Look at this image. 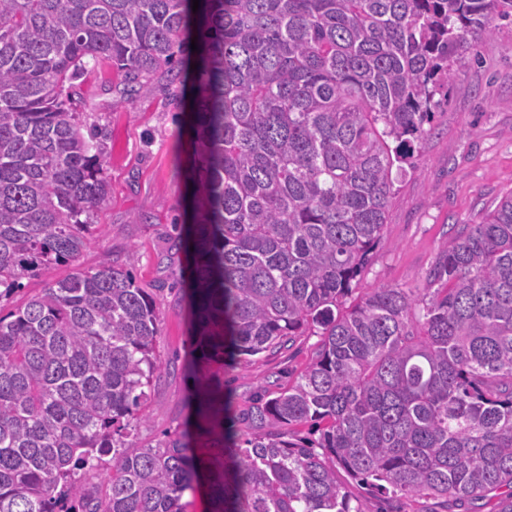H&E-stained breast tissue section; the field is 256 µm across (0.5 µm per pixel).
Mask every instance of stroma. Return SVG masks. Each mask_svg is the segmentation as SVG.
Instances as JSON below:
<instances>
[{
    "mask_svg": "<svg viewBox=\"0 0 512 512\" xmlns=\"http://www.w3.org/2000/svg\"><path fill=\"white\" fill-rule=\"evenodd\" d=\"M151 93L125 103L124 83L110 65L76 82V103L88 123L102 131L107 151L108 198L94 223V236L80 257L83 268L115 262L132 269L140 287L153 294L162 318L159 353L167 370L152 389L142 442L156 443L182 427L192 388H224L239 439L252 431L244 413L260 397L270 399L292 384L311 363L317 337L301 336L274 353L227 363L193 351L188 299L176 270L185 222L186 180L179 172L189 144L180 88L163 79ZM435 118L412 144V168L395 182L383 238L364 274L366 288L397 285L422 289L426 276L449 246L457 224L480 221L512 193V19L495 23L476 41L465 66L452 68L434 97ZM359 512H433L423 497L374 496L348 482Z\"/></svg>",
    "mask_w": 512,
    "mask_h": 512,
    "instance_id": "35a3bbf8",
    "label": "stroma"
}]
</instances>
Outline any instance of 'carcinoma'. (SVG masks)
I'll return each mask as SVG.
<instances>
[{
  "mask_svg": "<svg viewBox=\"0 0 512 512\" xmlns=\"http://www.w3.org/2000/svg\"><path fill=\"white\" fill-rule=\"evenodd\" d=\"M512 0H0V512H358L342 470L386 498L512 512V195L463 224L427 287L361 291L411 143L448 67ZM197 43L192 72L175 50ZM109 62L133 94L190 92V315L234 362L317 336L297 380L244 414L192 398L217 441L143 443L163 366L156 300L115 263L78 264L107 158L73 81ZM318 423L316 438L290 427Z\"/></svg>",
  "mask_w": 512,
  "mask_h": 512,
  "instance_id": "1",
  "label": "carcinoma"
}]
</instances>
